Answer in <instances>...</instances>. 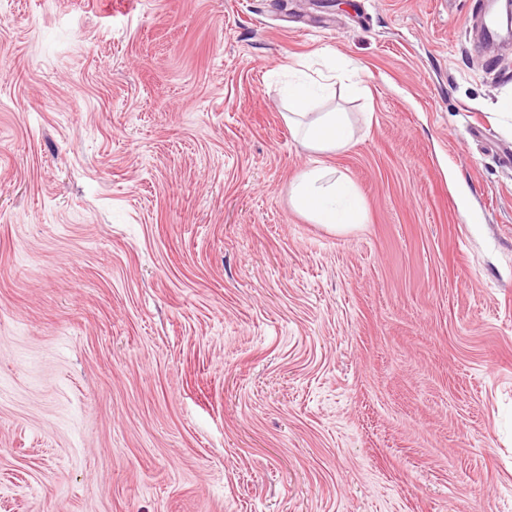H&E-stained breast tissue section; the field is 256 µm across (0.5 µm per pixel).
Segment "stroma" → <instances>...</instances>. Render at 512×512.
<instances>
[{
    "label": "stroma",
    "instance_id": "stroma-1",
    "mask_svg": "<svg viewBox=\"0 0 512 512\" xmlns=\"http://www.w3.org/2000/svg\"><path fill=\"white\" fill-rule=\"evenodd\" d=\"M482 2L0 0V512H512ZM336 53L347 234L279 93Z\"/></svg>",
    "mask_w": 512,
    "mask_h": 512
}]
</instances>
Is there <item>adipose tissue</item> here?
Here are the masks:
<instances>
[{"mask_svg": "<svg viewBox=\"0 0 512 512\" xmlns=\"http://www.w3.org/2000/svg\"><path fill=\"white\" fill-rule=\"evenodd\" d=\"M338 84L350 98L363 92L357 69L351 68L349 61L342 57L315 75L294 70L285 88L288 110L284 119L312 156L310 165L291 184L293 208L328 230L348 232L366 223L364 200L355 184L326 164L325 159L352 147L354 129L348 113L315 109L317 100L333 93Z\"/></svg>", "mask_w": 512, "mask_h": 512, "instance_id": "adipose-tissue-1", "label": "adipose tissue"}]
</instances>
